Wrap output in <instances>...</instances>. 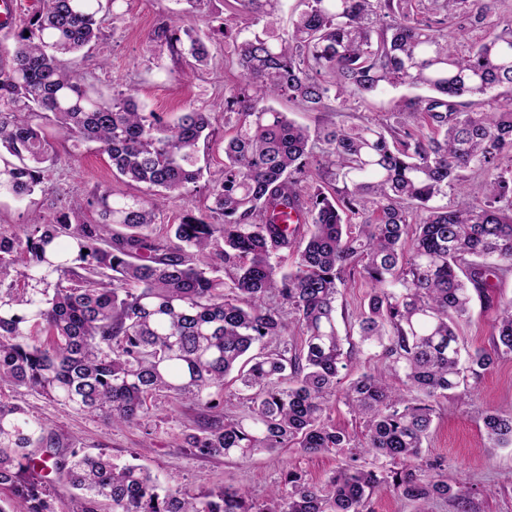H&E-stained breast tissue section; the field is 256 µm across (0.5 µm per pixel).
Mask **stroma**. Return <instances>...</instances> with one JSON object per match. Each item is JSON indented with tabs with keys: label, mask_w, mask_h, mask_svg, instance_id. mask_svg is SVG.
<instances>
[{
	"label": "stroma",
	"mask_w": 512,
	"mask_h": 512,
	"mask_svg": "<svg viewBox=\"0 0 512 512\" xmlns=\"http://www.w3.org/2000/svg\"><path fill=\"white\" fill-rule=\"evenodd\" d=\"M231 2L201 0L196 9L190 10L184 0H124L120 18L108 17L102 23L107 64L89 55L80 59L79 67L87 83L104 95L123 86L136 87L140 103L166 120L191 104L211 106L222 133L233 134L236 116L224 110L225 96L239 83L237 71L229 64L232 40L224 35V19L230 13ZM173 23L206 34L210 50L206 66L174 57L165 44L154 41L155 30ZM415 94L410 87L390 88L365 103L348 100L334 112H312L285 98L275 100L274 106L303 126L339 127L384 121L395 111L400 97ZM55 146L61 160L49 172L44 191L20 202L0 198L1 232L23 234L33 214L49 213L71 198H87L106 186L148 196L145 185L113 176L106 156L95 145L59 140ZM370 291V283L361 277L349 281L342 290L336 311L341 336H356V318ZM495 318V308L474 301L470 317L456 328L464 346L470 350L488 347ZM0 400L39 415L91 453L106 454L116 462L137 457L139 464L166 488L182 486L198 491L229 483L262 500L286 470L300 471L310 482L320 483L344 461L340 453L308 454L298 448L263 453L246 461L191 455L183 444L195 412L186 405L159 404L154 417L157 434L149 439L134 427L109 428L99 418L63 412L22 388L1 389ZM483 410L512 413V355L499 358L474 390L459 389L440 399L421 460L443 462L449 479L470 492L475 512H512V445L488 447L478 418Z\"/></svg>",
	"instance_id": "stroma-1"
}]
</instances>
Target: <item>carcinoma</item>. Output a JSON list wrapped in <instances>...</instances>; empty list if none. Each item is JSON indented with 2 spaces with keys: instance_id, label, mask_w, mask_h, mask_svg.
Segmentation results:
<instances>
[{
  "instance_id": "obj_1",
  "label": "carcinoma",
  "mask_w": 512,
  "mask_h": 512,
  "mask_svg": "<svg viewBox=\"0 0 512 512\" xmlns=\"http://www.w3.org/2000/svg\"><path fill=\"white\" fill-rule=\"evenodd\" d=\"M122 2L40 0L0 73V196L42 190L58 161L52 136L96 144L115 176L154 190H97L32 216L22 237L0 233V387L147 436L158 400L188 404L197 414L187 445L200 457L295 447L346 460L321 485L287 471L260 504L233 484L171 490L0 400V490L25 512H57L59 483L74 489L69 512H367L383 484L416 512L437 499L464 507L467 493L442 464L419 459L434 402L512 354V301L491 295L512 270V168L501 165L512 159V19L454 52L448 40H466V28L450 23L499 24V0H301L278 35L267 18L280 0H234L232 15L262 29L233 40L244 86L224 98L237 114L227 139L205 107L164 122L129 91L106 99L86 84L77 58L104 53L103 17ZM156 39L198 66L208 60L191 28L164 27ZM405 85L426 94L403 100L392 124L312 130L266 104L286 97L334 111ZM475 95L488 111L464 109ZM215 144L224 161L212 172ZM313 160L323 185L305 194ZM474 169L487 179L467 183ZM206 172L207 213L157 226L166 201ZM450 191L465 202L430 205ZM85 210L95 217L82 219ZM357 274L372 289L359 347L346 351L336 301ZM475 297L497 307L496 323L489 347L464 354L456 325ZM377 348L387 373L343 389L362 425L356 438L330 421L328 403L352 357ZM229 377L238 414L224 411ZM480 419L488 447L512 444V414ZM363 453L385 466L358 465Z\"/></svg>"
}]
</instances>
